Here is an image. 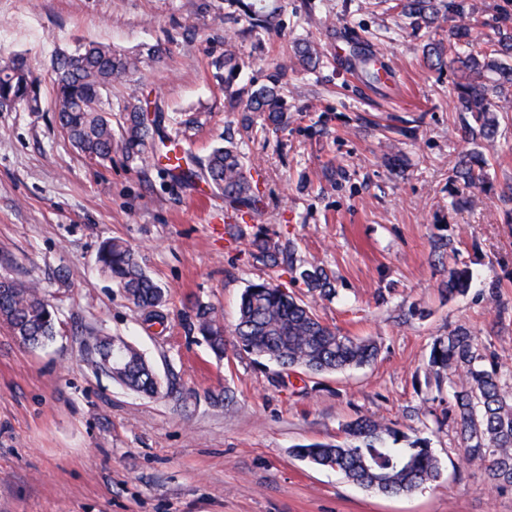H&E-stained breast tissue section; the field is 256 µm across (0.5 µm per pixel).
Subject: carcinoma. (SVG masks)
<instances>
[{"instance_id": "carcinoma-1", "label": "carcinoma", "mask_w": 512, "mask_h": 512, "mask_svg": "<svg viewBox=\"0 0 512 512\" xmlns=\"http://www.w3.org/2000/svg\"><path fill=\"white\" fill-rule=\"evenodd\" d=\"M242 7L252 27L266 31L279 28L277 0H248ZM394 8L414 31L452 22L448 41H432L424 46L426 61L432 67H456L459 108L472 118L466 125L467 135L473 142L493 141L499 130L497 113L508 111L512 102V14L505 12L496 17L490 31L483 34L484 48L474 51L469 37L476 6L471 0H396ZM320 59L315 45L305 40L296 42L293 57L276 63L274 73L244 99L241 90L234 89V82L246 62L229 49L215 62V78L224 83L227 103L232 111L241 113L242 122H251V114L258 113L266 124L279 127L288 121L282 80L298 66L316 68ZM353 61L370 81H381V71L375 67L370 51L357 49ZM140 63L141 58L118 53L102 42L81 44L72 53L59 54L54 62V112L59 127L72 146L93 164L112 161L114 152L130 161H141L154 140L157 123L145 119L141 103L124 106L117 137L103 103V94L112 84L137 70ZM39 95V82L24 59L0 66V99L36 101ZM486 166V158L478 151L461 155L448 172V195L453 207H466L472 190L492 189ZM248 167L236 143L226 139L202 161L174 156V163L168 164L164 174L177 184L202 178L224 196L225 206L259 213L265 202L247 176ZM294 252L292 244H282L265 233L250 238V256L267 267L288 265L294 280L307 289L309 299L270 281L250 284L241 294L234 327L239 350L275 364L282 379L298 370L323 374L373 362L379 355L374 340L344 335L320 319L316 306L318 301L335 295L333 279L315 262H297ZM97 263L125 297L143 311L145 321L165 324L166 292L147 274L132 247L119 239H107L98 248ZM471 281L469 268L455 263L448 268L442 292L450 299L464 296ZM192 312L194 329L214 357L222 360L226 340L220 316L212 305L200 301ZM57 314V308L36 283L0 280V323L23 345L37 349L53 341ZM90 354L94 369L127 388L150 397L161 392V381L152 366L123 337H92ZM503 368L495 354L479 348L472 332L463 325L434 340L427 368L439 392L443 373L458 378L459 388L453 391L457 442L465 461L486 463L485 480L492 491L512 488V390L504 380ZM404 438L396 424L365 417L346 426L343 441L300 445L293 453L372 492L411 494L440 479L441 463L427 441L416 439L402 447Z\"/></svg>"}]
</instances>
